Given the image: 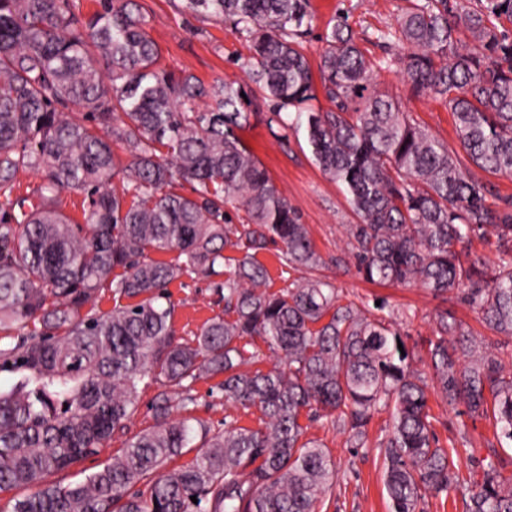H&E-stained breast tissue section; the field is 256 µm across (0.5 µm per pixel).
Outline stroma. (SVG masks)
Returning <instances> with one entry per match:
<instances>
[{
    "label": "stroma",
    "instance_id": "stroma-1",
    "mask_svg": "<svg viewBox=\"0 0 512 512\" xmlns=\"http://www.w3.org/2000/svg\"><path fill=\"white\" fill-rule=\"evenodd\" d=\"M138 2L161 48L160 67L194 75L207 83L217 79L245 82L246 77L234 59L246 54L247 47L231 25L202 15L178 14L170 0ZM310 4L315 19L303 43V52L316 68L324 48L322 37L332 18L346 17L367 55L379 57L383 51L371 42L372 33L395 24L409 7L410 0H310ZM377 89L398 100L404 111L450 149L460 151L454 117L445 100L412 96L402 74L396 70L381 73ZM251 106L257 115L241 136L267 168L276 187L298 211L302 223L308 225L315 247L326 262L322 273L336 284L341 303L352 302L371 310L376 300L385 299L395 311V329L407 346L421 354L417 367L423 371L428 368L423 359L428 341L434 336L438 314L443 312L461 322L478 341L500 349L503 357L512 358V345H506L503 336L484 327L476 310L466 301L463 289L437 295L418 286L374 285L363 280L356 270L337 269L334 258L347 250L346 227L356 221L343 187L322 173L312 160L303 133L292 130L291 125L296 121L294 109L282 111L281 121L274 122L270 119V101L256 95L251 99ZM169 292L175 305L174 325L179 337L192 338L208 319L224 312L223 303L206 281L185 276L172 283ZM213 386L210 379L196 382L195 417L216 432L223 430L224 418L228 415L236 418L240 426L261 428V415L256 409L224 405L212 397ZM154 394L151 387L141 392L138 410L129 421L126 433L116 434L98 456L54 474L53 483L66 486L82 480L85 475L101 469L112 454L123 447L127 435L152 426L150 406ZM429 406L437 419L435 432L439 444L453 457L463 485L469 487L482 481L485 460L495 453L502 459L505 474H512V447L496 448L492 418L473 420L459 414L434 390L429 393ZM304 427L305 439L321 444L338 472L331 496L319 506L318 512H388L379 445L390 430L389 412L374 415L362 448L351 447L348 433L325 420H308Z\"/></svg>",
    "mask_w": 512,
    "mask_h": 512
}]
</instances>
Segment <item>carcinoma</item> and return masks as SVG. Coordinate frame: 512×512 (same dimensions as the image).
Masks as SVG:
<instances>
[{
    "mask_svg": "<svg viewBox=\"0 0 512 512\" xmlns=\"http://www.w3.org/2000/svg\"><path fill=\"white\" fill-rule=\"evenodd\" d=\"M172 2L179 14L230 23L248 44L240 68L273 114L291 107L305 117L315 164L358 218L337 268L436 294L465 284L487 329L512 337V197L489 202L493 186L468 168L512 174V42L490 19L512 17V0L464 14L449 0H412L396 26L373 33L378 60L334 18L319 88L301 49L310 0ZM99 4L82 14L73 0H0V372L15 375L0 391V494L30 489L9 512H314L337 472L320 444L302 441L304 412L349 431L355 448L374 415L390 412L379 445L389 512H423L427 496L459 491L427 377L400 352L392 322L340 303L307 225L238 136L252 117L248 88L159 67L138 0ZM461 27L476 49L458 46ZM394 67L412 95L448 102L468 164L376 90L377 74ZM319 89L331 109L308 108ZM24 171L40 181L17 194ZM71 189L85 195L81 224L61 209ZM232 209L247 222L234 224ZM489 231L491 270L469 251ZM278 243L280 263L304 276L269 292L257 255ZM226 249L243 255L223 273ZM170 251L179 260L151 257ZM220 275L224 315L177 337L169 286ZM104 291L117 301L108 311L97 309ZM253 337L281 364L245 368L242 341ZM428 357L448 405L492 415L498 441L512 443L503 360L446 315ZM220 375L224 403L257 409L263 427L231 419L214 432L191 415L195 383ZM151 385V427L84 480L49 481L125 432ZM462 499L464 512H512V475L489 458Z\"/></svg>",
    "mask_w": 512,
    "mask_h": 512,
    "instance_id": "1",
    "label": "carcinoma"
}]
</instances>
